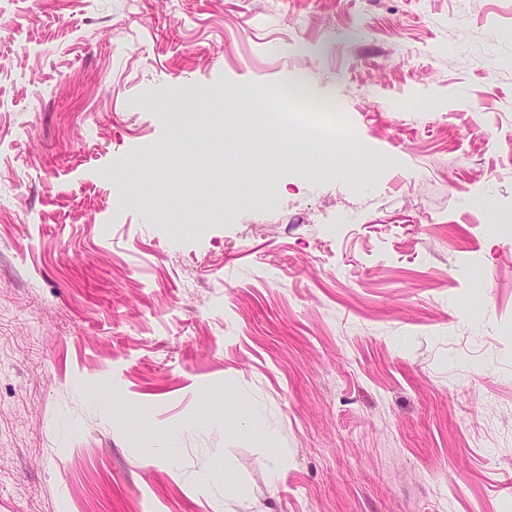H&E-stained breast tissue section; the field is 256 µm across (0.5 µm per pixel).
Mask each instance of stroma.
<instances>
[{
  "label": "stroma",
  "instance_id": "stroma-1",
  "mask_svg": "<svg viewBox=\"0 0 512 512\" xmlns=\"http://www.w3.org/2000/svg\"><path fill=\"white\" fill-rule=\"evenodd\" d=\"M3 48L0 512H512V0H0ZM320 112H301L298 114L296 128L298 130H312L315 132H336V140L345 138L349 125L343 113L334 112V106L319 105Z\"/></svg>",
  "mask_w": 512,
  "mask_h": 512
}]
</instances>
